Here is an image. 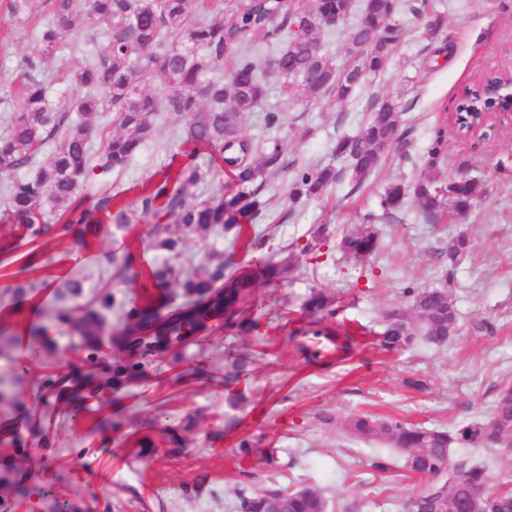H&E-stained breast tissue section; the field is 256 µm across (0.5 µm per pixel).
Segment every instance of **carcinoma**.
Instances as JSON below:
<instances>
[{"mask_svg":"<svg viewBox=\"0 0 512 512\" xmlns=\"http://www.w3.org/2000/svg\"><path fill=\"white\" fill-rule=\"evenodd\" d=\"M348 19L355 0H52L53 22L45 26L35 44V53L26 60L35 62L55 55L61 34L82 14L90 30L102 31L93 56L74 67L67 77L71 98L59 105L49 99L51 81L27 76L19 89V102L12 114L9 132L0 137V195L7 210L25 224L28 235L37 240L52 232L61 234L76 224L94 223L93 211L112 210L113 176H121L141 148L156 136L155 118L161 112L187 117L180 136L187 144L203 146L225 155L235 182L236 193L220 199L191 202L194 190L204 182L205 173L195 163V155L180 164L176 175H164L152 184V192L142 199L143 212L163 201L166 215L186 234L230 227L247 214H257L265 206L261 188L255 185L265 172L287 168L283 145L275 136L253 148L242 138L246 113L259 106L268 86L256 64L241 47L276 46L279 73L299 78V83L283 87V95L312 104L323 95L343 102L351 97L370 74L380 72L396 50L401 29L395 22L398 0H362L361 26L349 33L343 45L346 64L324 50L318 38L316 16L322 8ZM373 40L364 45L366 33ZM154 84V91L144 83ZM92 114L112 115L121 132L106 137L92 149L95 128L88 122ZM401 112L391 98L380 101L356 136L336 140V155L349 159L352 177L361 185L377 168L385 143L396 136ZM443 135L437 136L425 159V166L412 185L389 184L380 198V207L390 214L413 196L421 213L437 221L476 205L488 193L485 182L476 178L438 179L433 169L443 159ZM52 151L41 159L46 146ZM338 182V172L327 165L300 170L288 188L293 201L321 195ZM94 199V210L85 208L86 197ZM58 216L50 224L45 213ZM158 246L177 260L182 256V239L169 235V225L157 224ZM343 249L356 260L376 254L377 233L366 227L341 240ZM472 249L469 235L460 232L443 251L448 268H453ZM179 280L183 306L162 316L152 307L149 292L140 302H130L126 329L137 336H123L125 344L136 343L139 358L112 364V379L129 378L143 371L153 357L180 344L185 336H195L207 327L206 317L222 318L252 294L251 275L241 272L224 279L221 267L200 265L181 274L169 264L152 272L150 286L161 288ZM408 305L386 308L385 327L379 343L388 352H398L417 344L442 346L456 334L458 310L447 288H406ZM112 309V294L101 291L83 306V315L72 321L80 336L102 334L104 316ZM167 333L169 342L155 344L157 331ZM347 427L356 437L369 438L412 458L421 473L420 489L409 500L406 512H426L432 500L433 484L427 476L440 468L460 477L448 509H460L471 502L474 488L490 481L487 466L475 461V448L499 447L512 442V385L497 392L491 415L465 422L451 430L407 424L395 418L354 416ZM282 490L240 495L241 512H267L266 498ZM512 512V492L502 494L488 506L479 502L475 512ZM323 497L312 488L288 493L283 512H325Z\"/></svg>","mask_w":512,"mask_h":512,"instance_id":"cac0c4a2","label":"carcinoma"}]
</instances>
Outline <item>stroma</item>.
Returning a JSON list of instances; mask_svg holds the SVG:
<instances>
[{"instance_id":"stroma-1","label":"stroma","mask_w":512,"mask_h":512,"mask_svg":"<svg viewBox=\"0 0 512 512\" xmlns=\"http://www.w3.org/2000/svg\"><path fill=\"white\" fill-rule=\"evenodd\" d=\"M402 2L399 47L343 102L330 95L310 106L284 101L287 80L270 65L275 50L252 51L269 91L241 132L255 142L280 136L290 170L264 175L268 210L206 238L188 237L183 248L196 262L214 254L225 275L254 272L255 295L241 313L246 330L227 325L196 336L153 358L135 380L117 382L112 364L126 358L124 348L106 346L99 359L59 319L79 305L63 296L64 280L83 276L92 287L108 277L114 304L106 326L121 335L122 302L169 263L155 245L156 218L143 213L141 200L150 180L175 172L189 153L179 138L184 116L160 114L155 138L117 185L112 208L130 211L127 224L105 218L96 230L81 225L32 243L0 206V431L13 433L0 440V503L10 512H240L239 490L307 486L320 491L327 512H405L418 486L404 475L403 455L353 437L346 419L372 414L450 428L488 416L498 388L512 383V127L477 140L444 129L443 116L463 88L512 71V0ZM50 14V0H0V136L18 106L14 81ZM435 14L444 28L432 37L426 24ZM63 41L76 53L44 60L33 72L52 78L55 103L68 96L60 66L80 64L93 49L79 23ZM382 96L399 100L408 147L387 152L358 186L335 142L358 135ZM280 107L286 126H266L265 111ZM440 128L445 160L437 176L480 178L488 194L463 226L429 223L411 201L383 216L380 194L391 182L415 179ZM315 165L344 176L319 197L290 202L293 172ZM366 224L381 247L356 261L340 242ZM462 229L473 248L452 269L440 250ZM254 234L261 243L245 248ZM122 260L125 275L114 277ZM12 280L26 285L23 296L7 292ZM410 285L451 287L460 331L439 348L385 352L382 312L406 304ZM318 292L334 299L335 316L319 319L308 309ZM475 319L488 331L473 334ZM315 320L329 335L355 336L352 351L335 362H308L299 348L312 346L306 329ZM259 348L265 356H256ZM237 357L242 371L225 382V367ZM411 379L425 381L426 390L408 387ZM244 439L252 450L245 458Z\"/></svg>"}]
</instances>
